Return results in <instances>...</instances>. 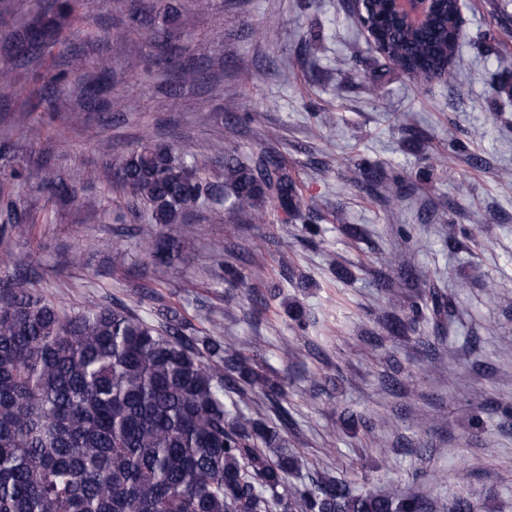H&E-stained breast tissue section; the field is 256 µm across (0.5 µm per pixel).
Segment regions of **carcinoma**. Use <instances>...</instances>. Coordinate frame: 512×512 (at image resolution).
Wrapping results in <instances>:
<instances>
[{
	"label": "carcinoma",
	"instance_id": "obj_1",
	"mask_svg": "<svg viewBox=\"0 0 512 512\" xmlns=\"http://www.w3.org/2000/svg\"><path fill=\"white\" fill-rule=\"evenodd\" d=\"M439 8L420 31L384 18L385 0H367L379 22L384 56L416 81L439 72L448 82V50L456 34V0ZM91 0H49L6 46L26 58L61 45L75 22L89 25ZM163 15L156 22L157 15ZM179 0H130L127 22L150 25L153 65L177 82L196 71L180 63ZM79 63L39 74L43 87L73 82L77 96L95 88L74 78ZM213 159L177 155L144 142L122 159L112 189L127 197L144 223L153 274H166L176 240L163 234L187 223L193 207L228 208L245 224H267L270 202L290 217L304 202L288 164L263 152L245 164L218 143ZM18 170L0 171L4 235L29 214L15 186ZM448 300L433 291L412 306V321L444 314ZM199 331L170 307L147 319L120 301L92 300L69 312L28 286V276L0 280V512H428L422 497L355 494L318 473L292 485L297 456L285 433L292 424L278 383L254 367L249 347ZM259 390L278 420L269 424L226 409L224 394Z\"/></svg>",
	"mask_w": 512,
	"mask_h": 512
}]
</instances>
